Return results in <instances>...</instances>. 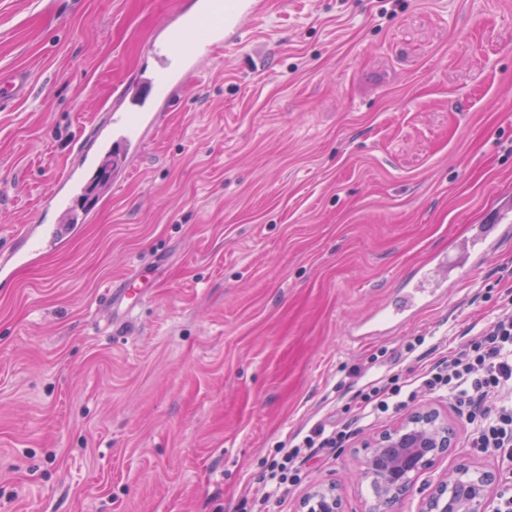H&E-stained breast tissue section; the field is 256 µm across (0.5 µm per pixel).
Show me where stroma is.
I'll use <instances>...</instances> for the list:
<instances>
[{
    "label": "stroma",
    "mask_w": 512,
    "mask_h": 512,
    "mask_svg": "<svg viewBox=\"0 0 512 512\" xmlns=\"http://www.w3.org/2000/svg\"><path fill=\"white\" fill-rule=\"evenodd\" d=\"M193 8L0 0V76L32 82L0 105V248L20 225L66 223L74 146L94 172L150 40ZM200 68L154 101L131 174L80 233L0 285V512H251L277 449L336 420L351 435L274 510L332 482L344 512H368L362 442L427 401L455 446L399 512L458 467L500 472L435 391L361 407L490 323L512 238L398 330L357 329L512 190V0H263ZM138 270L144 304L109 309ZM402 387L394 385L390 388L386 386L375 387L371 393L365 396L363 414L366 417L379 416V414L387 412L390 407H396L406 403L401 398Z\"/></svg>",
    "instance_id": "35a3bbf8"
}]
</instances>
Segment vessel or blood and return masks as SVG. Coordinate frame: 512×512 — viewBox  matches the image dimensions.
Segmentation results:
<instances>
[{
    "instance_id": "1",
    "label": "vessel or blood",
    "mask_w": 512,
    "mask_h": 512,
    "mask_svg": "<svg viewBox=\"0 0 512 512\" xmlns=\"http://www.w3.org/2000/svg\"><path fill=\"white\" fill-rule=\"evenodd\" d=\"M258 13L257 0H199L194 13L184 14L168 26L162 39L153 41L150 51L157 60L160 76L169 83L182 82L195 70L198 59L212 55L224 45L237 42L249 21ZM30 91L29 76L15 72L9 83L0 86V98L25 97ZM142 149L140 138L128 137L120 119L112 121V164L120 166L137 156ZM77 230L73 224H25L18 231L19 246L0 252V281L10 282L14 267L22 261L39 257L68 240ZM512 235V195L499 194L495 204L484 213L482 224L476 225L466 244L464 257L453 260L438 257L433 268L414 271L410 288L391 307L374 318L372 331L399 327L410 320L420 306L425 291L420 284L432 273L460 282L483 265L491 246Z\"/></svg>"
}]
</instances>
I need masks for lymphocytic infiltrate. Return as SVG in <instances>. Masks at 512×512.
<instances>
[{
	"label": "lymphocytic infiltrate",
	"mask_w": 512,
	"mask_h": 512,
	"mask_svg": "<svg viewBox=\"0 0 512 512\" xmlns=\"http://www.w3.org/2000/svg\"><path fill=\"white\" fill-rule=\"evenodd\" d=\"M465 416L473 429L471 445L512 465V299L498 310L492 325L477 339L439 360L422 378ZM348 434L341 423H318L300 444L280 449L264 481L266 504L277 503L299 478L302 465L319 448H330Z\"/></svg>",
	"instance_id": "lymphocytic-infiltrate-1"
}]
</instances>
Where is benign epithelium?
Listing matches in <instances>:
<instances>
[{"mask_svg": "<svg viewBox=\"0 0 512 512\" xmlns=\"http://www.w3.org/2000/svg\"><path fill=\"white\" fill-rule=\"evenodd\" d=\"M454 425L430 404L412 410L395 427L363 443L366 453L356 477L375 484L377 501L392 505L413 488L419 474L453 447ZM495 475L476 478L454 470L429 494L422 512H489ZM307 512H341L334 486L318 484L304 501Z\"/></svg>", "mask_w": 512, "mask_h": 512, "instance_id": "7a95c632", "label": "benign epithelium"}]
</instances>
